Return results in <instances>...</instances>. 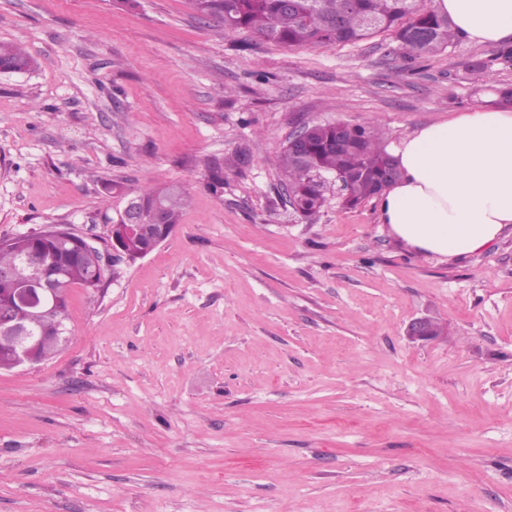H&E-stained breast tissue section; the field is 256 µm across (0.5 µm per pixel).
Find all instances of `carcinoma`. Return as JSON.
I'll return each instance as SVG.
<instances>
[{"label":"carcinoma","instance_id":"obj_1","mask_svg":"<svg viewBox=\"0 0 512 512\" xmlns=\"http://www.w3.org/2000/svg\"><path fill=\"white\" fill-rule=\"evenodd\" d=\"M201 20L215 19L227 35L250 31L268 41L289 47H326L353 43L386 33L396 43L399 56L406 62L434 55L455 43L457 30L452 21L426 6V0H295L289 7L284 0H188ZM496 61L512 62V45L500 47L495 56L472 66L475 79L484 82L483 73ZM0 66L5 72L22 71L32 66V59L19 48L0 42ZM280 167L288 202L292 209L313 217L326 202L327 184L320 176L334 177L345 184L342 206L351 209L380 195L401 172L386 151L381 134L370 125L326 122L306 126L304 140L284 148ZM136 198L141 212V232L125 242L132 252L152 248L156 205H161L170 228L180 223L188 207V196L181 186L165 184L138 189ZM29 242L11 237L0 245V268H19ZM54 250L53 265L60 273L63 289L98 290L105 272L81 254V239L72 235L63 241H47ZM12 320L27 325L43 337L39 360L51 358L67 334V306L34 318L25 305L14 308Z\"/></svg>","mask_w":512,"mask_h":512}]
</instances>
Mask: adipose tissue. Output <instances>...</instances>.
I'll list each match as a JSON object with an SVG mask.
<instances>
[{"label": "adipose tissue", "mask_w": 512, "mask_h": 512, "mask_svg": "<svg viewBox=\"0 0 512 512\" xmlns=\"http://www.w3.org/2000/svg\"><path fill=\"white\" fill-rule=\"evenodd\" d=\"M478 43L512 37V0H432ZM403 176L382 193V223L426 254L482 250L512 225V110L482 105L423 126L394 151Z\"/></svg>", "instance_id": "obj_1"}]
</instances>
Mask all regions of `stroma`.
<instances>
[{
    "label": "stroma",
    "mask_w": 512,
    "mask_h": 512,
    "mask_svg": "<svg viewBox=\"0 0 512 512\" xmlns=\"http://www.w3.org/2000/svg\"><path fill=\"white\" fill-rule=\"evenodd\" d=\"M0 42L34 60L0 73V238L98 244L145 184L190 196L69 290L52 358L0 370V512H512V228L419 253L373 198L295 213L279 167L302 124L391 146L482 105L468 70L497 44L288 47L187 0H0ZM423 316L441 333L409 341Z\"/></svg>",
    "instance_id": "35a3bbf8"
}]
</instances>
